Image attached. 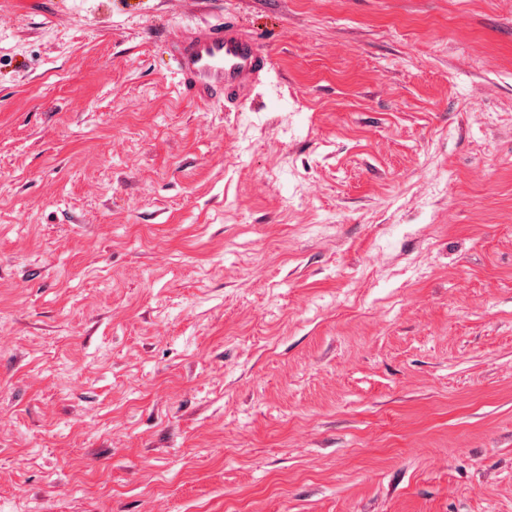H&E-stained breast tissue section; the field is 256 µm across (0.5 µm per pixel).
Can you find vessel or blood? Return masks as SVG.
<instances>
[{"instance_id": "obj_1", "label": "vessel or blood", "mask_w": 512, "mask_h": 512, "mask_svg": "<svg viewBox=\"0 0 512 512\" xmlns=\"http://www.w3.org/2000/svg\"><path fill=\"white\" fill-rule=\"evenodd\" d=\"M173 56L179 86L199 101L217 86L227 96L243 95L269 65L255 39L231 21L180 37L173 44Z\"/></svg>"}]
</instances>
